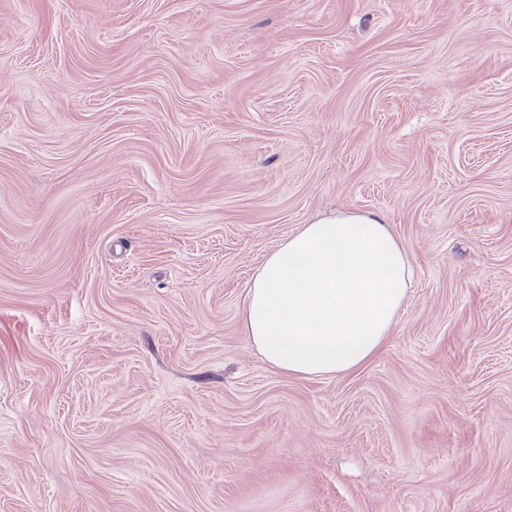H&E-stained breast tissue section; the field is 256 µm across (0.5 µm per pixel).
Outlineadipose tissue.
Instances as JSON below:
<instances>
[{
	"label": "adipose tissue",
	"instance_id": "1",
	"mask_svg": "<svg viewBox=\"0 0 512 512\" xmlns=\"http://www.w3.org/2000/svg\"><path fill=\"white\" fill-rule=\"evenodd\" d=\"M412 286L408 252L383 215L317 216L256 268L242 332L280 372L346 374L379 351Z\"/></svg>",
	"mask_w": 512,
	"mask_h": 512
}]
</instances>
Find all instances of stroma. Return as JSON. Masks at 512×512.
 <instances>
[{
	"mask_svg": "<svg viewBox=\"0 0 512 512\" xmlns=\"http://www.w3.org/2000/svg\"><path fill=\"white\" fill-rule=\"evenodd\" d=\"M336 210L412 291L274 371L252 275ZM0 512H512V0H0Z\"/></svg>",
	"mask_w": 512,
	"mask_h": 512,
	"instance_id": "stroma-1",
	"label": "stroma"
}]
</instances>
